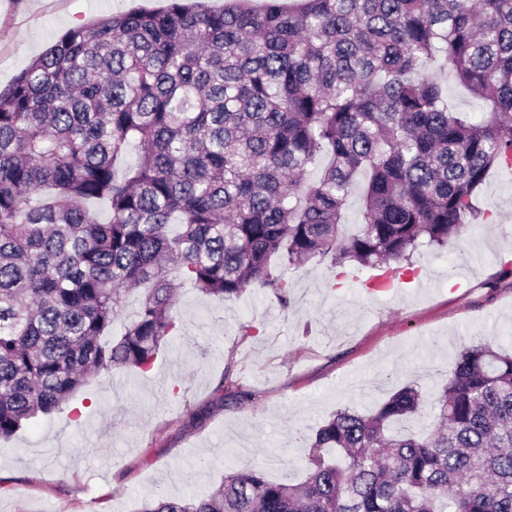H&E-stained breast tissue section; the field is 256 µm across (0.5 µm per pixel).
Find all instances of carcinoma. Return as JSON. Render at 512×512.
Instances as JSON below:
<instances>
[{
	"instance_id": "1",
	"label": "carcinoma",
	"mask_w": 512,
	"mask_h": 512,
	"mask_svg": "<svg viewBox=\"0 0 512 512\" xmlns=\"http://www.w3.org/2000/svg\"><path fill=\"white\" fill-rule=\"evenodd\" d=\"M165 2L66 29L0 91V439L150 371L184 282L286 309L312 261L332 290L350 265L378 271L367 289L415 279L512 170V0ZM449 76L481 120L448 111ZM304 470L256 462L140 512H512V353L464 348L428 411L413 385L337 411Z\"/></svg>"
}]
</instances>
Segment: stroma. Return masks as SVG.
I'll list each match as a JSON object with an SVG mask.
<instances>
[{"instance_id":"35a3bbf8","label":"stroma","mask_w":512,"mask_h":512,"mask_svg":"<svg viewBox=\"0 0 512 512\" xmlns=\"http://www.w3.org/2000/svg\"><path fill=\"white\" fill-rule=\"evenodd\" d=\"M163 0H0V88L67 28ZM493 224L472 225L454 247L421 248L418 279L378 295L371 272L350 268L329 291L326 266L291 272L293 303L271 289L224 301L184 286L182 323L153 369L104 373L72 402L77 420L32 419L0 443V512H140L155 495L208 494L261 460L268 479L298 478L310 436L336 410L368 414L416 385L432 398L463 346L512 348V174L489 175L477 199ZM264 335H244L247 324ZM247 393L238 405L221 375ZM180 387L178 397L167 393Z\"/></svg>"}]
</instances>
